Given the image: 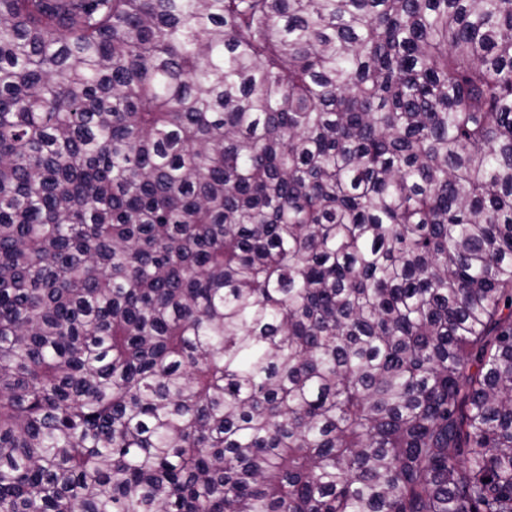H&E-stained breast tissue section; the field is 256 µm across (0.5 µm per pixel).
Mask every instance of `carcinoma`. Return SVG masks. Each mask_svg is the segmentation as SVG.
Returning a JSON list of instances; mask_svg holds the SVG:
<instances>
[{
    "instance_id": "carcinoma-1",
    "label": "carcinoma",
    "mask_w": 512,
    "mask_h": 512,
    "mask_svg": "<svg viewBox=\"0 0 512 512\" xmlns=\"http://www.w3.org/2000/svg\"><path fill=\"white\" fill-rule=\"evenodd\" d=\"M0 512H512V0H0Z\"/></svg>"
}]
</instances>
